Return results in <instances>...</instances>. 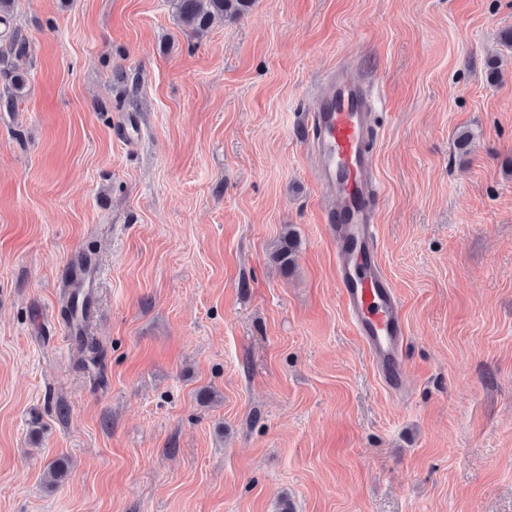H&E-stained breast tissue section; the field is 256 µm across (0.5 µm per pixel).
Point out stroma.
<instances>
[{"instance_id": "35a3bbf8", "label": "stroma", "mask_w": 512, "mask_h": 512, "mask_svg": "<svg viewBox=\"0 0 512 512\" xmlns=\"http://www.w3.org/2000/svg\"><path fill=\"white\" fill-rule=\"evenodd\" d=\"M10 26L31 52L0 112V512H512V0H254L199 40L168 0H16ZM339 65L375 98L399 397L306 148ZM82 252L99 385L61 315ZM5 77L9 79L13 92L3 96L0 94V111L8 112L14 109L17 99L20 97L19 94L27 85V75L20 67H14L5 74Z\"/></svg>"}]
</instances>
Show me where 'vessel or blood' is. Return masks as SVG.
<instances>
[{
  "instance_id": "b4317fda",
  "label": "vessel or blood",
  "mask_w": 512,
  "mask_h": 512,
  "mask_svg": "<svg viewBox=\"0 0 512 512\" xmlns=\"http://www.w3.org/2000/svg\"><path fill=\"white\" fill-rule=\"evenodd\" d=\"M307 121V149L329 194L324 220L336 246V282L345 310L380 378L402 388L407 327L403 306L383 273L375 235L382 191L371 163L374 105L367 88L337 69Z\"/></svg>"
}]
</instances>
